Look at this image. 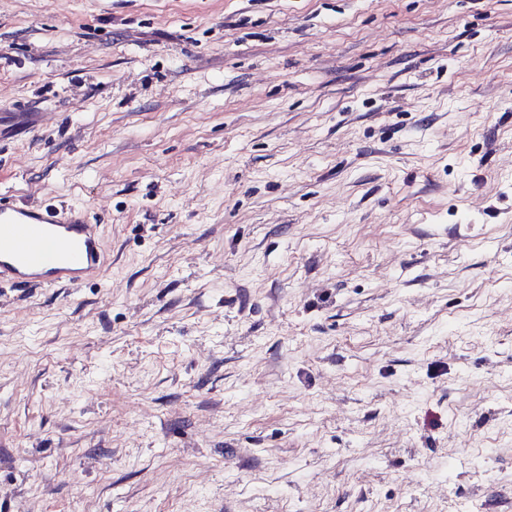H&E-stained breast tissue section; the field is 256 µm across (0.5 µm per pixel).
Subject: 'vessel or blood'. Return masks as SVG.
Listing matches in <instances>:
<instances>
[{
    "label": "vessel or blood",
    "instance_id": "obj_1",
    "mask_svg": "<svg viewBox=\"0 0 512 512\" xmlns=\"http://www.w3.org/2000/svg\"><path fill=\"white\" fill-rule=\"evenodd\" d=\"M103 267L100 227L89 211L43 209L0 196V282L78 284Z\"/></svg>",
    "mask_w": 512,
    "mask_h": 512
}]
</instances>
